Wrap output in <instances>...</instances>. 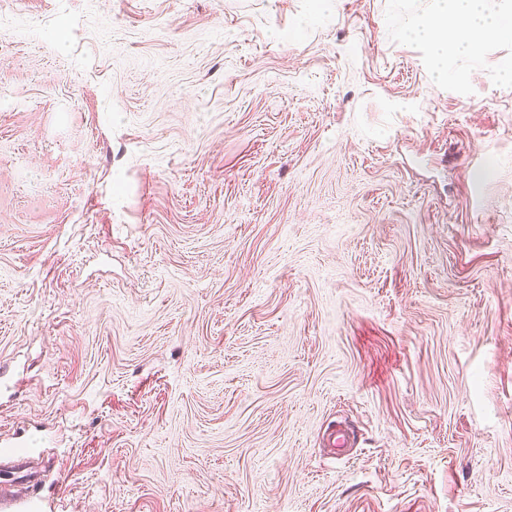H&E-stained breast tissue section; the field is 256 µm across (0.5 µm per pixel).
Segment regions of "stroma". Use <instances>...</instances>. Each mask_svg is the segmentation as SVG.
I'll use <instances>...</instances> for the list:
<instances>
[{"label":"stroma","mask_w":512,"mask_h":512,"mask_svg":"<svg viewBox=\"0 0 512 512\" xmlns=\"http://www.w3.org/2000/svg\"><path fill=\"white\" fill-rule=\"evenodd\" d=\"M432 6L0 0V439L50 512H512V41L438 83Z\"/></svg>","instance_id":"1"}]
</instances>
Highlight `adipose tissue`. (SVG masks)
I'll list each match as a JSON object with an SVG mask.
<instances>
[{
  "label": "adipose tissue",
  "instance_id": "obj_1",
  "mask_svg": "<svg viewBox=\"0 0 512 512\" xmlns=\"http://www.w3.org/2000/svg\"><path fill=\"white\" fill-rule=\"evenodd\" d=\"M507 0H436V8L414 24L407 38L426 45L433 60L437 81L448 78L449 60L472 59L476 37L487 34L512 40V8ZM457 30L456 40H448V30Z\"/></svg>",
  "mask_w": 512,
  "mask_h": 512
}]
</instances>
